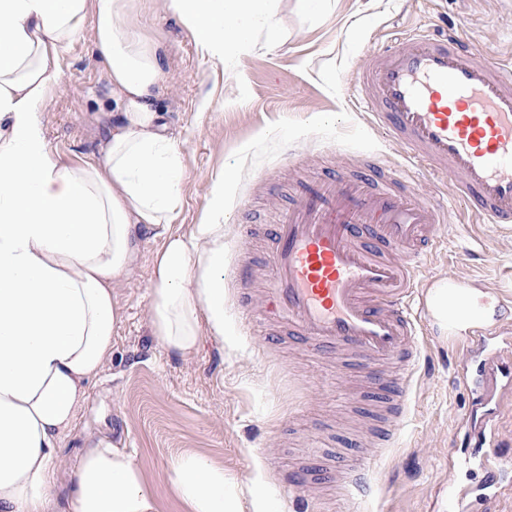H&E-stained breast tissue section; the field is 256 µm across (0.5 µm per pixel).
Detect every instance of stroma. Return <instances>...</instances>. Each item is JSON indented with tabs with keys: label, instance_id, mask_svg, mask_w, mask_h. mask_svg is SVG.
Segmentation results:
<instances>
[{
	"label": "stroma",
	"instance_id": "35a3bbf8",
	"mask_svg": "<svg viewBox=\"0 0 512 512\" xmlns=\"http://www.w3.org/2000/svg\"><path fill=\"white\" fill-rule=\"evenodd\" d=\"M135 24L166 51L159 104L167 132L185 158V199L174 224L190 234L203 218L224 172L235 178L224 204V261L242 246L238 226L273 223L290 193L295 167L325 171L354 159L401 148L373 129L358 110L352 77L391 36L414 28L446 30L465 24L472 41L494 56H512V10L497 0H327L302 8L276 0L280 39L267 49L257 33L244 52L216 59L194 43L174 15L155 0H138ZM62 78L46 102L47 143L55 157L78 164L99 156L112 121L105 64L89 38L61 55ZM474 229L490 248L464 260L458 236ZM436 234L445 251L435 278H457L512 289V238L487 225H469L450 206ZM161 238L144 235L135 269L116 286L122 322L112 354L88 391L72 433L56 450V498L67 507L82 450L104 439L126 449L143 469L157 512H185L172 485V463L197 452L222 466L233 487L251 486L281 512H457L452 484L480 489V454L453 435L471 399L451 383L462 358L460 342L435 327L421 343L412 391L398 434L369 463L373 493L352 502L335 484L309 479L285 489L282 473L329 464L356 436L389 425L382 404L350 358L321 359L294 343L288 327L266 321L261 288L224 286V339L202 336L196 354L162 347L150 333V274ZM280 341L264 345V330Z\"/></svg>",
	"mask_w": 512,
	"mask_h": 512
}]
</instances>
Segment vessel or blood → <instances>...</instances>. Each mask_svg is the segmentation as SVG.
<instances>
[{
  "mask_svg": "<svg viewBox=\"0 0 512 512\" xmlns=\"http://www.w3.org/2000/svg\"><path fill=\"white\" fill-rule=\"evenodd\" d=\"M355 89L373 126L403 148V162L298 181L276 223L243 233L272 242L262 297L271 319L287 322L310 350L347 354L376 399L400 415L426 315L420 288L446 215L440 195L418 192L409 169L456 174V194L477 223L512 231V60L479 50L460 26L445 35L413 30L379 48ZM462 352L467 364L455 383L472 397L465 435L491 451L482 498L512 502L493 453L502 418L512 415V322L470 336ZM390 435L355 444L327 479L345 481L349 498L366 496V464Z\"/></svg>",
  "mask_w": 512,
  "mask_h": 512,
  "instance_id": "vessel-or-blood-1",
  "label": "vessel or blood"
}]
</instances>
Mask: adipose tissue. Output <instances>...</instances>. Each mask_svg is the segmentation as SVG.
Masks as SVG:
<instances>
[{"label": "adipose tissue", "mask_w": 512, "mask_h": 512, "mask_svg": "<svg viewBox=\"0 0 512 512\" xmlns=\"http://www.w3.org/2000/svg\"><path fill=\"white\" fill-rule=\"evenodd\" d=\"M215 58L264 25L276 42L274 0H159ZM136 0H0V512H50L55 448L112 352L121 315L115 285L137 263L143 234L163 239L151 272L150 328L162 346L194 353L203 329L224 335V199L173 231L184 197L182 153L156 107L162 47L144 39ZM90 32L109 71L116 112L102 158L69 165L49 151L42 109L61 79L60 52ZM445 339L492 324L496 290L441 279L426 290ZM188 512H273L227 489L224 470L188 453L172 465ZM68 512H156L135 458L99 442L80 459Z\"/></svg>", "instance_id": "1"}]
</instances>
